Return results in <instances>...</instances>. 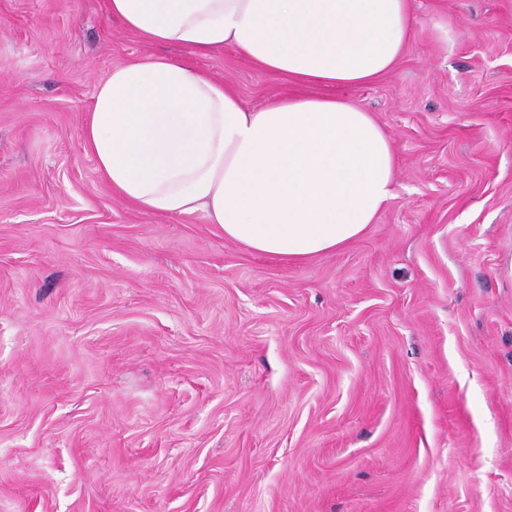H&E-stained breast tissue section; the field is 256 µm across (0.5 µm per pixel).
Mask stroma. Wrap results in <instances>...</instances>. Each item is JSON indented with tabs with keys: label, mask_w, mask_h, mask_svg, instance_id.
<instances>
[{
	"label": "stroma",
	"mask_w": 512,
	"mask_h": 512,
	"mask_svg": "<svg viewBox=\"0 0 512 512\" xmlns=\"http://www.w3.org/2000/svg\"><path fill=\"white\" fill-rule=\"evenodd\" d=\"M106 0H0V512H512V0H409L368 85L395 197L287 264L101 180L113 68L259 108L299 86L150 43Z\"/></svg>",
	"instance_id": "obj_1"
}]
</instances>
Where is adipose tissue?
Segmentation results:
<instances>
[{"instance_id":"obj_1","label":"adipose tissue","mask_w":512,"mask_h":512,"mask_svg":"<svg viewBox=\"0 0 512 512\" xmlns=\"http://www.w3.org/2000/svg\"><path fill=\"white\" fill-rule=\"evenodd\" d=\"M141 38L226 46L301 86H361L393 69L408 0H107ZM103 179L156 216L203 214L251 252L300 263L357 240L394 197L388 135L353 103L290 95L250 109L157 57L112 69L84 131Z\"/></svg>"}]
</instances>
